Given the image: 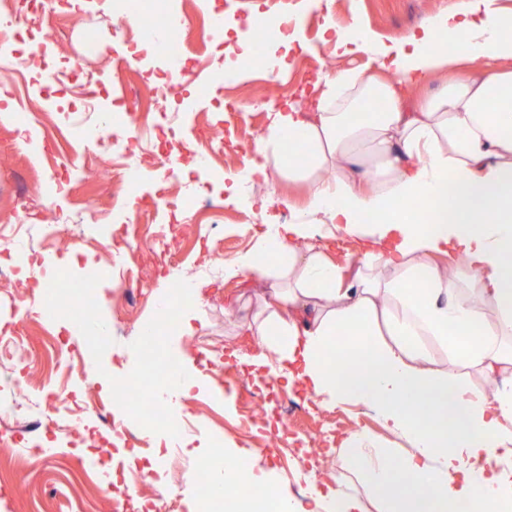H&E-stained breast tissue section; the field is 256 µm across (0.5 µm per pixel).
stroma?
<instances>
[{
  "mask_svg": "<svg viewBox=\"0 0 512 512\" xmlns=\"http://www.w3.org/2000/svg\"><path fill=\"white\" fill-rule=\"evenodd\" d=\"M459 0H324L317 9L306 8L303 0H208L211 9L222 12L228 25L244 27L258 9L279 17L303 14V49L288 57L276 74L257 69L237 82H225L224 64L240 51L237 39H207L198 13L199 0H183L182 36L190 48L186 66L194 80L185 84L175 98L182 128L178 136L183 150L200 147L204 133L223 126L228 142L225 155L215 156L214 165L225 175L242 169L254 145L264 134L270 113L286 103H305L314 84L326 69L358 67L362 57H337L324 46L325 18L347 25L361 18L383 39L393 40L417 28L427 16L447 10ZM45 25L47 44L60 56L74 57L83 30L99 35L93 55L83 59V86L70 87L66 99L43 98L38 85L14 59L0 57V224H23L24 244L32 256V268L66 269L83 274L97 267L103 279L100 306L109 326L112 345L102 361H94L87 344L78 342L66 319L54 320L33 313H20L15 302H41L34 276L18 274L0 284V337L22 332L26 342L13 359H0V404L20 400L26 406H40L44 422L43 444L58 448L56 460L46 461L19 454L28 440L18 434L14 443H0V512H117L128 489L138 492L137 502L155 512H169L180 504L181 512H205L202 486H186L184 476L196 470L195 458L180 453L178 468L156 473L148 480L142 474L150 465L143 455L139 467L130 469L128 485L107 487L100 469L126 463V447L114 444L112 429L97 405L107 389L97 381L98 364H115L129 374L135 364L130 348L140 326L157 311L156 300L171 283L185 275L196 276L202 299L191 329L174 332L182 347L194 358L197 384L178 401L193 426L187 438L192 446L248 453L250 460L268 472L272 480L295 499H303L309 479L335 482L345 475V463L337 453L341 440L360 428L378 431L375 419L351 406L327 408L308 397L300 386L250 372L243 357L249 338L234 318L224 315L225 307L254 306L257 297L270 286L269 280L250 277L225 280L222 266L238 253L251 248L264 225L261 200L271 203L269 211L287 222V201L300 200L302 189L277 176L255 180L246 200L230 198L224 182L184 162L172 178L155 182L144 174L138 186L125 189L123 209L112 207V195L104 181L125 178L127 161L149 162L164 140L153 128L157 115L139 113V138L131 159L99 151L82 138L77 129H64L62 115L69 104L81 101L87 91L106 98L111 86H123L146 97L155 76L137 69L132 61L136 32L119 29L112 13V0H82L72 11L67 0H50ZM67 136L83 166L81 174H55L61 147ZM30 196L28 212H20V192ZM196 196L221 206L224 220L206 221L194 211L178 213L180 234L175 255L163 258L139 248V241L155 232L153 201L159 197L176 200ZM53 216L60 226L58 240H48L44 219ZM111 241V255L100 245ZM26 377L27 389L14 397L8 386L14 378ZM91 386L92 394L77 399L72 410L82 416L100 447L109 451L102 462H94L88 447L71 434L65 421L50 411L51 394L62 382ZM265 408L268 416L283 417L288 431L277 456L263 448L262 426H246L243 414Z\"/></svg>",
  "mask_w": 512,
  "mask_h": 512,
  "instance_id": "stroma-1",
  "label": "stroma"
}]
</instances>
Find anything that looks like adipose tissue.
Segmentation results:
<instances>
[{"label": "adipose tissue", "mask_w": 512, "mask_h": 512, "mask_svg": "<svg viewBox=\"0 0 512 512\" xmlns=\"http://www.w3.org/2000/svg\"><path fill=\"white\" fill-rule=\"evenodd\" d=\"M324 43L367 62L273 113L229 190L273 173L304 199L288 223L265 216L224 277L277 280L243 324L250 365L368 410L394 443L355 430L341 454L357 487L314 482L303 503L239 454H192L247 512H512V13L462 0L398 40L355 19ZM339 234L362 242L355 270L320 247Z\"/></svg>", "instance_id": "ef3b65f1"}]
</instances>
